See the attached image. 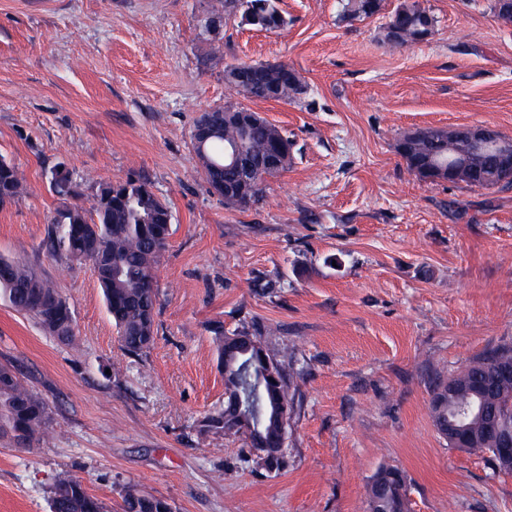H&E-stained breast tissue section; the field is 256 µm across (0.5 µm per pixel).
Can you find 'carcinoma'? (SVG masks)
<instances>
[{"mask_svg": "<svg viewBox=\"0 0 512 512\" xmlns=\"http://www.w3.org/2000/svg\"><path fill=\"white\" fill-rule=\"evenodd\" d=\"M381 0H345L343 16L358 20L379 11ZM252 12L248 23L265 30L284 27L276 0H216L209 15L219 22L238 6ZM436 20L414 2L403 3L384 30V39L404 47L426 40ZM300 75L294 68H265L259 64L237 63L224 67V86L257 100L270 99L275 87L287 95L296 91ZM217 128L208 140L191 135L201 174L209 189L224 202L247 207L260 200L261 189L244 180L238 161L249 162L261 175L288 171L293 160L292 143L274 124L261 116L244 120L238 107L227 105L207 111ZM455 130L429 127L407 131L398 143V152L407 169L416 175L432 176L459 167L462 158L456 147ZM512 171V155L487 148L468 161L460 182L490 189L501 185L502 174ZM50 187L59 201L50 220L47 249L71 262H87L103 290L106 309L114 323L123 350L139 355L153 344L158 289L154 269L170 236L167 223L170 210L140 179L99 182L92 206L77 203L79 184L62 164L50 171ZM25 184L18 167L0 156V208L12 204L24 193ZM0 299L17 312L32 317L48 335L64 344L75 342L76 332L70 307L56 285L32 266L0 258ZM219 366L224 373V408L203 424L204 431L242 435L258 452V464L279 470L285 464L281 448L278 408L293 410L294 398L286 367L272 361L275 379L260 382L269 356L258 335H248L250 344L226 343L224 327L211 328ZM512 366V347L498 349L476 358L450 376L455 390L448 392V381L438 379L432 389L431 416L438 426L462 418L471 432L481 434L484 421L472 414L476 406L486 415L498 418L512 430V384L499 383L495 368ZM54 412L47 401L29 387L10 363H0V439L15 447L33 448L52 428ZM497 441L489 433L484 443L470 451L489 455L501 472L512 473V460L496 457ZM403 472L394 467L380 469L367 486V512H407L405 485L396 477ZM51 512H108L106 504L89 494L80 481L69 474L59 475L50 489ZM122 512H172L167 500L128 490Z\"/></svg>", "mask_w": 512, "mask_h": 512, "instance_id": "1", "label": "carcinoma"}]
</instances>
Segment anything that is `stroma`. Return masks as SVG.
I'll return each mask as SVG.
<instances>
[{"label": "stroma", "instance_id": "1", "mask_svg": "<svg viewBox=\"0 0 512 512\" xmlns=\"http://www.w3.org/2000/svg\"><path fill=\"white\" fill-rule=\"evenodd\" d=\"M212 2L0 0V155L27 180L0 209V256L56 284L77 334L60 343L0 300V363L55 409L37 447L0 440V512H51L62 473L112 512L128 489L173 512H365L392 466L410 512H512V473L451 447L429 408L437 378L512 346V188L422 180L397 148L415 128L512 137V27L492 0H417L434 33L396 47L383 31L402 0L354 22L343 0H280L285 30L235 12L209 34ZM237 62L288 63L307 92H228ZM225 105L293 142L246 208L209 190L192 148L200 113ZM60 163L84 206L96 182L132 178L171 211L141 355L122 349L90 266L43 245ZM218 323L296 371L283 469L202 430L224 404Z\"/></svg>", "mask_w": 512, "mask_h": 512}]
</instances>
